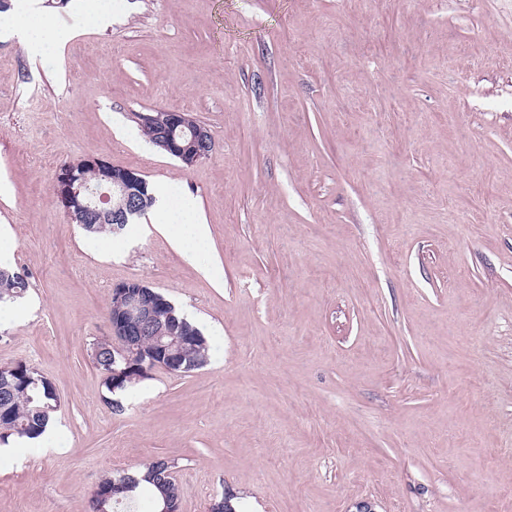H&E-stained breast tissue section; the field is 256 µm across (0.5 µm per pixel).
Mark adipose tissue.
Returning a JSON list of instances; mask_svg holds the SVG:
<instances>
[{"instance_id":"adipose-tissue-1","label":"adipose tissue","mask_w":512,"mask_h":512,"mask_svg":"<svg viewBox=\"0 0 512 512\" xmlns=\"http://www.w3.org/2000/svg\"><path fill=\"white\" fill-rule=\"evenodd\" d=\"M154 213L161 230L170 244L204 272L220 278L209 251L208 226L196 212L193 202L185 197H174L168 184L153 188Z\"/></svg>"}]
</instances>
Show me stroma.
<instances>
[{"mask_svg":"<svg viewBox=\"0 0 512 512\" xmlns=\"http://www.w3.org/2000/svg\"><path fill=\"white\" fill-rule=\"evenodd\" d=\"M0 13V226L25 271L0 366L51 381L61 452L0 461V512H90L163 458L179 512H512V0H105L31 56ZM192 113L191 167L136 117ZM97 157L190 194L214 283L142 216L113 253L54 193ZM138 280L224 338L106 402L93 342Z\"/></svg>","mask_w":512,"mask_h":512,"instance_id":"obj_1","label":"stroma"}]
</instances>
